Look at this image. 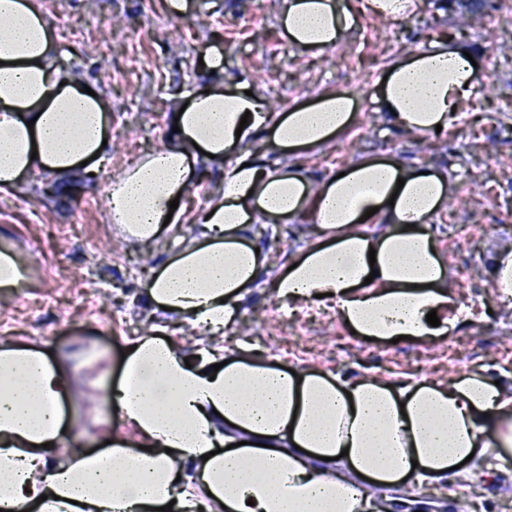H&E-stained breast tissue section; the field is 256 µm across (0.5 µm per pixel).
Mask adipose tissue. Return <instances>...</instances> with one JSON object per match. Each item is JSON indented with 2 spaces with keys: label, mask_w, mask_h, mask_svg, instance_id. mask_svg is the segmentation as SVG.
<instances>
[{
  "label": "adipose tissue",
  "mask_w": 512,
  "mask_h": 512,
  "mask_svg": "<svg viewBox=\"0 0 512 512\" xmlns=\"http://www.w3.org/2000/svg\"><path fill=\"white\" fill-rule=\"evenodd\" d=\"M286 40L323 55L348 36V0H281ZM39 0H0V190L42 173L74 180L103 154L102 97L58 61ZM207 90L182 94L179 130L163 150L125 166L106 188L108 221L143 248L182 224L194 244L152 268L143 293L187 326L223 335L252 290L309 302L332 294L359 336L429 341L461 327L464 307L441 258L431 219L446 208L447 172L396 157L363 156L343 177H314L310 158L353 125L357 100L327 90L271 112L224 55L207 61ZM372 101L411 137L449 126L482 77L464 47L441 39L385 67ZM264 136L268 160L246 144ZM224 172L203 211L170 209L188 194L196 165ZM299 222L314 235L270 271L245 235L255 224ZM439 326H431L428 312ZM106 399L121 427L105 447L69 450L75 423L63 363L0 343V512H389L375 490L417 477L436 484L470 475L464 460L512 451V384L464 370L442 381L396 384L365 372L351 380L288 363L226 358L211 345L184 354L156 326L134 338Z\"/></svg>",
  "instance_id": "obj_1"
}]
</instances>
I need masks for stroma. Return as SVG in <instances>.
<instances>
[{
    "label": "stroma",
    "mask_w": 512,
    "mask_h": 512,
    "mask_svg": "<svg viewBox=\"0 0 512 512\" xmlns=\"http://www.w3.org/2000/svg\"><path fill=\"white\" fill-rule=\"evenodd\" d=\"M57 36L60 61L101 91L112 116L111 144L93 177L57 182L35 174L13 191H0V242L13 247L26 271L22 292L0 296V342L31 345L68 359L76 422L72 451L96 447L119 420L102 399L103 379L120 374L127 340L155 325L156 313L142 296L148 270L138 263L142 248L107 215L106 185L121 168L166 143L175 100L210 78L198 60L216 50L230 74L246 75L271 108L285 107L325 90H353L364 75L353 128L333 140L307 165L317 176L357 154L396 155L447 169L466 207L448 208L432 219V231L468 310L469 324L431 342L368 341L341 322L333 302L293 304L268 289L253 290L240 323L229 330L230 355H248L306 365L355 378L371 371L400 382L445 377L485 368L512 381V320L489 288L495 250L512 248V0H499L490 17L473 21L459 39L479 53L483 78L494 94L476 90L464 114L436 139L441 155L419 151L417 141L386 132L369 96L384 68L401 52L437 38L440 20L455 23L467 0L439 9L423 0L406 25L361 15L346 42L329 57L290 48L279 20L280 0H187L188 18L174 20L162 0H41ZM125 24L113 28V16ZM494 42H487V30ZM110 82H101V71ZM253 234L278 267L311 239L309 225L263 224ZM480 512H512V466L478 464L469 479L449 478L447 494L433 501L437 512H459L461 500Z\"/></svg>",
    "instance_id": "stroma-1"
}]
</instances>
